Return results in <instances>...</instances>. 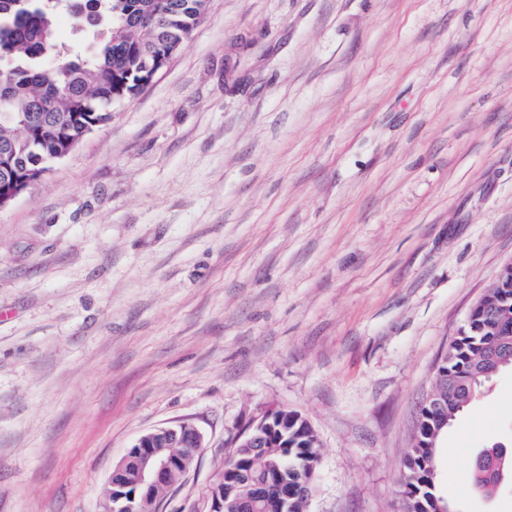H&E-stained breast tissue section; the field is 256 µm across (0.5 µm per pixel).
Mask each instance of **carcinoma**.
Here are the masks:
<instances>
[{"label": "carcinoma", "mask_w": 512, "mask_h": 512, "mask_svg": "<svg viewBox=\"0 0 512 512\" xmlns=\"http://www.w3.org/2000/svg\"><path fill=\"white\" fill-rule=\"evenodd\" d=\"M209 0H0V194L16 175L38 160L58 158L84 127L94 129L112 118V104L135 95L147 83L146 65L175 56L205 17ZM70 12L92 34L86 51L57 40V19ZM500 337L465 328L442 358L448 381L442 397L451 401L449 420L466 407L488 381L480 373L489 345ZM288 454L277 448L252 466L250 484L266 489L265 507L243 510L231 503L226 512H278L277 483L311 488L320 446L310 423L294 417ZM439 459L415 432L401 463V478L414 488L409 512H433L445 502L438 483ZM475 489L491 495L498 483L492 463L473 460Z\"/></svg>", "instance_id": "obj_1"}]
</instances>
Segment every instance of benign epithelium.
<instances>
[{"label":"benign epithelium","instance_id":"1","mask_svg":"<svg viewBox=\"0 0 512 512\" xmlns=\"http://www.w3.org/2000/svg\"><path fill=\"white\" fill-rule=\"evenodd\" d=\"M493 287L504 296L512 293V261L502 266ZM476 312L488 323L501 322L500 307L482 297L474 303L465 322H470ZM292 415L283 407L266 411L239 434L235 444L252 449L256 456L265 454L269 448L288 447ZM203 442V434L189 424L162 427L138 437L112 472L111 492L105 498L103 512H156L154 490L175 485L190 468ZM250 468L251 464L242 460L230 475L212 487L210 512H224L225 501L248 482Z\"/></svg>","mask_w":512,"mask_h":512}]
</instances>
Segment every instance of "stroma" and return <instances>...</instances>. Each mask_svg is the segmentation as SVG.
<instances>
[{"label":"stroma","instance_id":"obj_1","mask_svg":"<svg viewBox=\"0 0 512 512\" xmlns=\"http://www.w3.org/2000/svg\"><path fill=\"white\" fill-rule=\"evenodd\" d=\"M512 261V0H209L182 50L0 210V512H102L142 434L298 411L308 512H395L417 405ZM512 371L443 434L454 512Z\"/></svg>","mask_w":512,"mask_h":512}]
</instances>
